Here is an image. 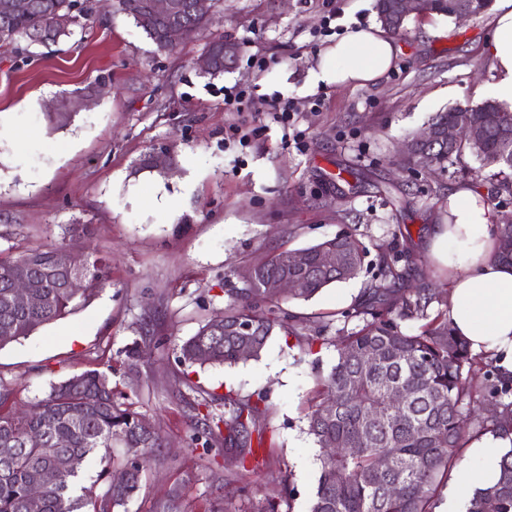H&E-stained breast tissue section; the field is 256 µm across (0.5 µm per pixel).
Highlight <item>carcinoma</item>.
<instances>
[{"label":"carcinoma","instance_id":"obj_1","mask_svg":"<svg viewBox=\"0 0 512 512\" xmlns=\"http://www.w3.org/2000/svg\"><path fill=\"white\" fill-rule=\"evenodd\" d=\"M78 0H0V42L25 41L28 45L44 39L56 46L84 29L82 20L91 12L89 4L76 8ZM147 0H117V9L133 20L155 45L158 52L173 47L166 37L167 22L147 18ZM75 19L73 30L59 28L63 19ZM184 23L206 29L212 16L196 14L187 8L180 16ZM205 53L210 63L204 74H224V38L209 41ZM431 124L466 128L478 124L483 135L478 141L462 139L454 144L436 145L430 167L438 174L448 166L461 162L464 155L475 158L483 169L492 171L497 182L491 193L492 202L504 192H512V180L504 170L512 171V111L494 100L476 106L457 107L440 112ZM334 247L346 252L341 268L321 264L322 249ZM60 250L56 245L30 249L19 255L0 250V327L13 324L9 336L0 335V349L34 334L45 325L64 319L85 308L107 281V260L85 257L75 271L87 276L91 288L75 297L46 265L50 256ZM308 254L305 276L308 287L295 296L273 300L259 284L281 275L279 255L273 253L257 264L258 283L241 289L243 299L224 309V325L251 322L259 330L253 337L255 347L251 359L260 358L275 330L296 336L289 324L291 315L282 304L292 300L308 301L323 289L355 279L361 273L366 250L352 232H342L304 248ZM407 265L399 266L400 261ZM411 253L390 249L378 254L380 283L370 284L365 299L345 318L362 322L361 329L347 332L340 328L336 344V363L325 375L316 378L313 396L308 401L307 433L320 448L319 478L309 512H435L438 490L460 460L461 448L470 435L464 431L463 410L471 406L476 388L473 376L486 367L483 358L473 355L466 342L454 335L448 326V303L428 287L407 288ZM27 267L42 285L45 296L41 309L26 316L11 306V281L14 272ZM421 322L419 331L405 333L401 322ZM209 323L176 344L179 361L205 365H235L244 360L238 337L215 335ZM372 350L376 362L364 363V354ZM402 389L405 399L397 402L393 392ZM512 385L502 383L490 389L493 415L473 416L477 430L495 432L501 419L512 416V401L505 396ZM9 392H0V512H28L29 475L36 468L53 464L60 455L76 456L86 461L99 448L117 443L125 449L119 466L126 469L128 479L119 487L107 484L97 494L81 488L73 495L78 470L64 472L41 494L40 512H112L124 506L141 486L161 437L146 435L139 427L142 415L133 404L121 402L115 395L107 375L86 370L51 387L49 394L27 408L8 404ZM226 417L205 419L203 450L222 442L241 443V460L254 456L248 447L250 427L263 411L259 402L228 399ZM43 436L40 444H31L29 434ZM355 448L353 456L339 452ZM390 457V466L377 467L379 455ZM465 512H512V448L499 462L495 484L473 491L465 504Z\"/></svg>","mask_w":512,"mask_h":512}]
</instances>
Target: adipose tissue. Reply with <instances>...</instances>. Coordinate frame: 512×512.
Instances as JSON below:
<instances>
[{"label":"adipose tissue","instance_id":"1","mask_svg":"<svg viewBox=\"0 0 512 512\" xmlns=\"http://www.w3.org/2000/svg\"><path fill=\"white\" fill-rule=\"evenodd\" d=\"M494 29L485 50L495 73L488 92L512 107V0H494ZM398 48L382 24L345 31L322 52L316 78L327 85L366 86L378 83L392 68ZM453 220L436 224L426 243L429 255L448 275V324L475 355L491 356L502 380L512 381V265L498 259L500 241L495 214L486 194L470 184L448 193ZM512 447V425L473 443L486 466L463 465L452 478L451 490L464 497L496 482L490 461L502 448Z\"/></svg>","mask_w":512,"mask_h":512}]
</instances>
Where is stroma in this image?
I'll list each match as a JSON object with an SVG mask.
<instances>
[{"label":"stroma","mask_w":512,"mask_h":512,"mask_svg":"<svg viewBox=\"0 0 512 512\" xmlns=\"http://www.w3.org/2000/svg\"><path fill=\"white\" fill-rule=\"evenodd\" d=\"M376 0H213L216 22L157 52L133 21L94 11L84 39L22 58L0 45V249L50 244L111 259L91 304L0 349V385L16 406L52 385L96 368L161 433L142 488L113 512H151L178 492L180 512H307L319 476V450L305 409L316 370L334 364L344 320L375 279L377 255L407 237L414 278L447 290L444 269L424 243L448 210L426 177L398 200L397 147L439 112L488 100L493 80L484 47L492 16L448 20L411 16L384 79L364 87L316 82L319 53L336 41L332 14L346 27L377 22ZM221 36L238 56L223 76L198 60ZM292 102V121L267 104H225L238 89ZM72 113L49 124V102ZM174 171H136L159 146ZM88 225L85 235L69 224ZM356 231L368 252L361 274L288 305L299 332L320 329L315 357L275 332L259 359L186 371L176 340L223 313L244 287L243 271L275 251L299 250ZM150 343V361L131 367L129 350ZM259 400L264 468L240 462L237 448L204 452L195 441L206 412L224 397Z\"/></svg>","instance_id":"obj_1"}]
</instances>
